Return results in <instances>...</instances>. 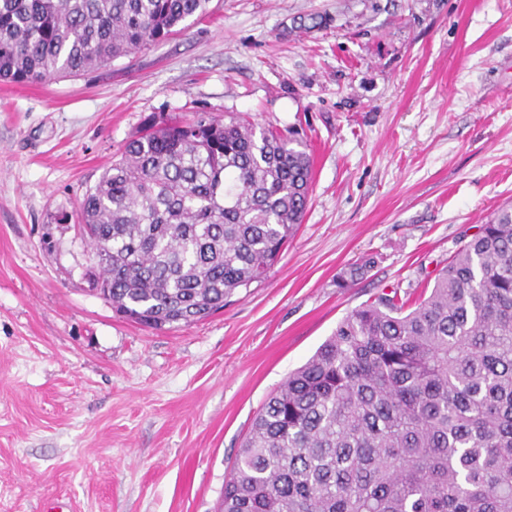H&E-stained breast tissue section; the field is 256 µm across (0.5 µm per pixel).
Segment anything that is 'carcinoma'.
I'll return each instance as SVG.
<instances>
[{
    "label": "carcinoma",
    "instance_id": "1",
    "mask_svg": "<svg viewBox=\"0 0 512 512\" xmlns=\"http://www.w3.org/2000/svg\"><path fill=\"white\" fill-rule=\"evenodd\" d=\"M208 3L0 0V80L94 69ZM312 173L291 129L207 112L151 123L81 202L99 295L155 330L223 309L294 236ZM221 512H512V204L416 306L384 294L336 325L254 419Z\"/></svg>",
    "mask_w": 512,
    "mask_h": 512
}]
</instances>
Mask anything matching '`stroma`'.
Wrapping results in <instances>:
<instances>
[{
  "label": "stroma",
  "instance_id": "35a3bbf8",
  "mask_svg": "<svg viewBox=\"0 0 512 512\" xmlns=\"http://www.w3.org/2000/svg\"><path fill=\"white\" fill-rule=\"evenodd\" d=\"M209 8L98 69L0 81V512H218L289 373L512 203V0ZM197 112L298 129L312 191L264 279L155 331L93 290L79 206L151 120Z\"/></svg>",
  "mask_w": 512,
  "mask_h": 512
}]
</instances>
